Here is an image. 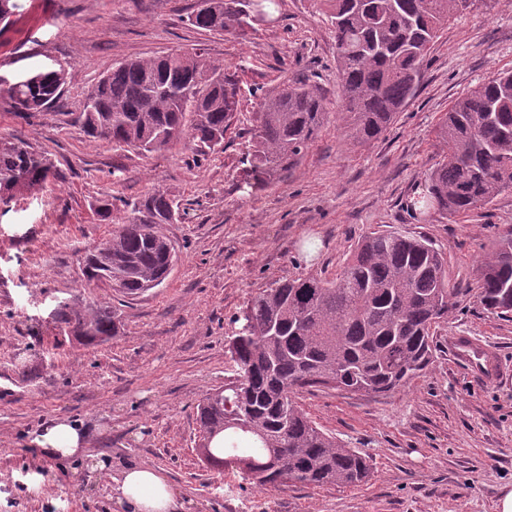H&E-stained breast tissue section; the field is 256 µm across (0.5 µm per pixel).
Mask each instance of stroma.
<instances>
[{"label": "stroma", "mask_w": 512, "mask_h": 512, "mask_svg": "<svg viewBox=\"0 0 512 512\" xmlns=\"http://www.w3.org/2000/svg\"><path fill=\"white\" fill-rule=\"evenodd\" d=\"M196 0H17L0 24V75L15 79L59 61L64 93L31 122L0 97V137L51 156L66 178L0 203V512H112V478L129 465L159 471L184 512H495L512 486V317L487 313L472 293L474 270L498 227L512 224V192L448 219L407 205L439 159L435 127L454 101L494 73L512 70V0H476L433 44L413 96L366 146L331 120L302 160L272 183L247 178L260 101L286 82L320 87L338 111L336 44L313 0H278L217 34L189 26ZM202 49L234 73L236 119L222 152L194 161L176 148L149 156L90 141L65 124L113 64ZM177 195L182 220L166 227L180 250L170 277L122 306L124 328L95 347L60 333L58 301H92L82 257L112 234L93 206L155 190ZM394 230L430 238L448 259L457 307L434 329L430 364L389 395L335 389L297 400L326 432L367 456L357 487L275 488L214 470L198 453L196 406L238 373L229 343L248 300L266 284L333 276L362 235ZM466 332L494 344L500 383L475 382L448 338ZM61 418L87 431L75 470L35 436Z\"/></svg>", "instance_id": "obj_1"}]
</instances>
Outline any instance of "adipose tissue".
Segmentation results:
<instances>
[{
	"label": "adipose tissue",
	"instance_id": "adipose-tissue-1",
	"mask_svg": "<svg viewBox=\"0 0 512 512\" xmlns=\"http://www.w3.org/2000/svg\"><path fill=\"white\" fill-rule=\"evenodd\" d=\"M39 447L51 449L62 459H77L85 443L81 425L60 420L36 439ZM113 512H173L176 501L167 481L157 471L129 466L115 479L112 489Z\"/></svg>",
	"mask_w": 512,
	"mask_h": 512
}]
</instances>
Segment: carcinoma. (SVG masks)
Wrapping results in <instances>:
<instances>
[{
    "label": "carcinoma",
    "instance_id": "obj_1",
    "mask_svg": "<svg viewBox=\"0 0 512 512\" xmlns=\"http://www.w3.org/2000/svg\"><path fill=\"white\" fill-rule=\"evenodd\" d=\"M475 0H319L336 42L341 112L357 145L378 139L414 93L429 50L448 20ZM244 0H207L189 24L208 32L233 28ZM60 62L13 82L0 94L29 119L63 95ZM239 85L198 51L122 61L86 94L68 124L83 134L143 156L182 143L198 156L224 150L236 117ZM329 112L319 89L285 83L259 106L252 135L251 175L257 183L291 168L319 137ZM441 159L423 174L414 211L442 218L466 215L512 190V72L488 77L455 100L436 133ZM62 173L25 141L0 138V201L39 191ZM97 215L112 235L84 257L83 276L118 299L162 285L178 252L166 235L179 221L176 197L153 190ZM474 289L484 309L512 314V225L477 266ZM448 261L421 236L375 231L364 236L333 278L308 274L270 283L246 306L244 331L230 352L239 378L197 406L201 461L241 469L261 487L292 481L305 487L357 486L367 458L319 428L295 400L299 389L341 388L368 395L404 387L432 359V327L455 310ZM53 320L83 345L119 335L120 309L110 302L60 301Z\"/></svg>",
    "mask_w": 512,
    "mask_h": 512
}]
</instances>
